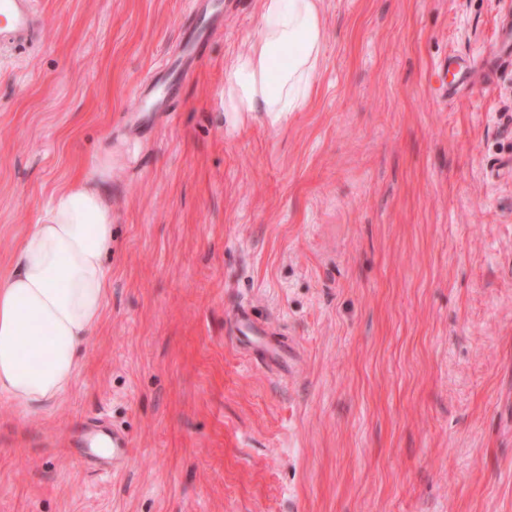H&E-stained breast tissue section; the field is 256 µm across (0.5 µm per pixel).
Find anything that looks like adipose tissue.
I'll return each instance as SVG.
<instances>
[{
    "mask_svg": "<svg viewBox=\"0 0 512 512\" xmlns=\"http://www.w3.org/2000/svg\"><path fill=\"white\" fill-rule=\"evenodd\" d=\"M319 0H262L259 27L224 68V109L278 125L304 111L324 55ZM111 158L55 193L0 281V396L26 412L61 400L103 317L112 270Z\"/></svg>",
    "mask_w": 512,
    "mask_h": 512,
    "instance_id": "ef3b65f1",
    "label": "adipose tissue"
}]
</instances>
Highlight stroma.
<instances>
[{"label":"stroma","instance_id":"1","mask_svg":"<svg viewBox=\"0 0 512 512\" xmlns=\"http://www.w3.org/2000/svg\"><path fill=\"white\" fill-rule=\"evenodd\" d=\"M262 0H41L0 50V280L112 157L103 321L51 410L0 397V512H512V0H319L309 107L224 109ZM250 307L290 364L239 347ZM131 440L111 479L84 428Z\"/></svg>","mask_w":512,"mask_h":512}]
</instances>
